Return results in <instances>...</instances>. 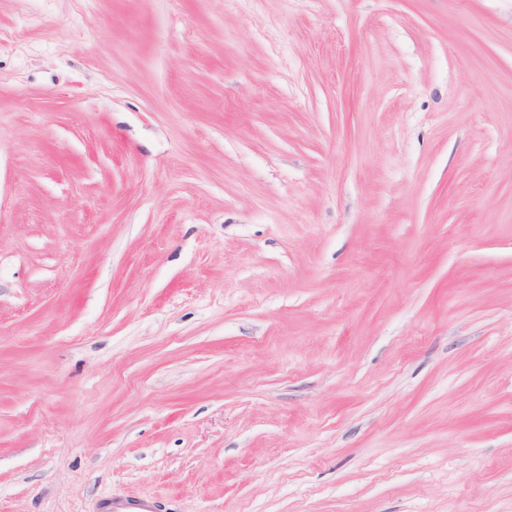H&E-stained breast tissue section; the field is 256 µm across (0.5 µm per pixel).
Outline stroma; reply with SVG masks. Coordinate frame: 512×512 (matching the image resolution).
Wrapping results in <instances>:
<instances>
[{"instance_id": "obj_1", "label": "stroma", "mask_w": 512, "mask_h": 512, "mask_svg": "<svg viewBox=\"0 0 512 512\" xmlns=\"http://www.w3.org/2000/svg\"><path fill=\"white\" fill-rule=\"evenodd\" d=\"M512 512V0H0V512ZM98 512H158L161 504L155 499L144 496L112 495L97 503Z\"/></svg>"}]
</instances>
